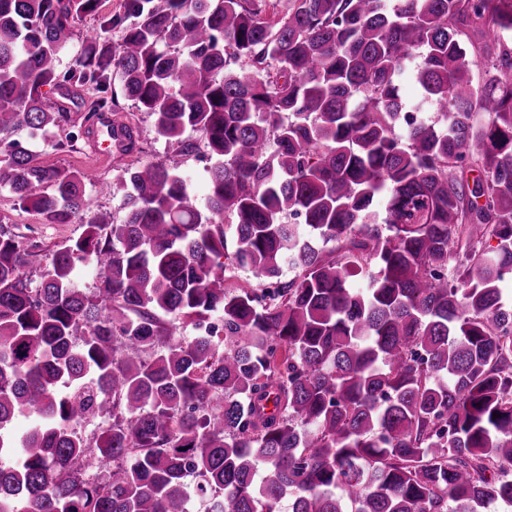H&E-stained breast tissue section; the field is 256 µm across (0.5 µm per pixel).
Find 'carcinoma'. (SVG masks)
Segmentation results:
<instances>
[{"instance_id":"cac0c4a2","label":"carcinoma","mask_w":512,"mask_h":512,"mask_svg":"<svg viewBox=\"0 0 512 512\" xmlns=\"http://www.w3.org/2000/svg\"><path fill=\"white\" fill-rule=\"evenodd\" d=\"M268 8L0 0V187L42 223L90 211L95 178L14 134L72 147L77 121L119 106L113 78L158 137L188 153L195 132L210 160L201 201L179 167L129 165L107 185L123 223L95 214L37 284L38 246L0 228V458L22 454L0 512H189L194 494L215 512L512 507V0ZM469 46L496 71L477 88ZM415 55L442 118L400 135ZM164 314L224 334L175 340ZM109 410L94 443L76 431ZM20 414L36 422L16 434Z\"/></svg>"}]
</instances>
